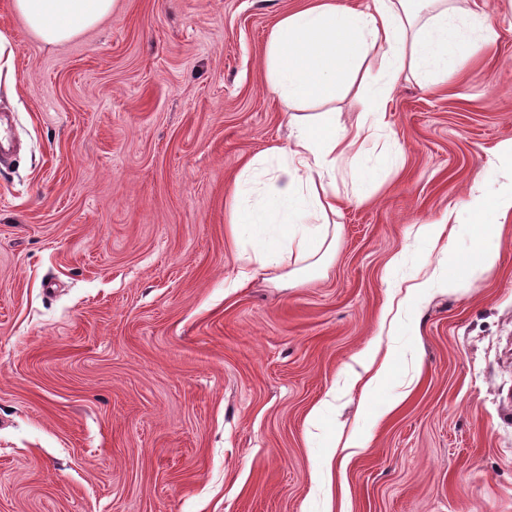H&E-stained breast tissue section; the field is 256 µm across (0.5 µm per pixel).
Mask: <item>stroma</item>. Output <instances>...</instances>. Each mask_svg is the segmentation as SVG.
<instances>
[{
	"label": "stroma",
	"instance_id": "1",
	"mask_svg": "<svg viewBox=\"0 0 512 512\" xmlns=\"http://www.w3.org/2000/svg\"><path fill=\"white\" fill-rule=\"evenodd\" d=\"M305 4L118 0L48 45L0 0V512H512V230L492 269L397 308L423 258L450 273L419 226L456 211L469 253L462 203L512 173V0H448L495 41L398 83V161L337 168L325 271L240 288L235 180L288 142L267 47ZM376 343L395 365L366 413Z\"/></svg>",
	"mask_w": 512,
	"mask_h": 512
}]
</instances>
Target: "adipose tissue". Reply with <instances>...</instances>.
<instances>
[{"label":"adipose tissue","instance_id":"adipose-tissue-1","mask_svg":"<svg viewBox=\"0 0 512 512\" xmlns=\"http://www.w3.org/2000/svg\"><path fill=\"white\" fill-rule=\"evenodd\" d=\"M117 0H11L33 36L63 44L109 17ZM473 50L461 26L448 14L447 0H367L351 10L337 0H314L289 13L274 30L267 53L270 87L289 106V143L281 163L264 186L260 205L235 206L230 233L236 244H250L249 280L254 270L287 265L291 256L319 271L336 246L329 240L328 217L336 211L331 185L338 166L368 151H385L382 131L389 126L387 104L403 74L426 78L462 69ZM377 71H369V64ZM365 90L364 110L348 128H337L330 113L300 114L307 102L334 97L354 85ZM472 222V251L460 257L447 224H425L420 231L430 248L453 267L449 288L494 266L495 245L512 218V186L472 195L466 204Z\"/></svg>","mask_w":512,"mask_h":512}]
</instances>
